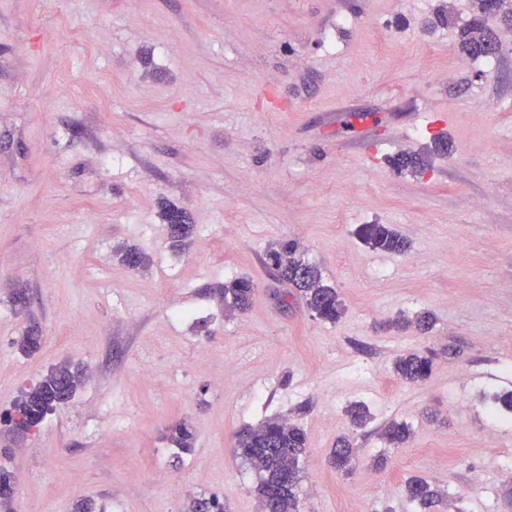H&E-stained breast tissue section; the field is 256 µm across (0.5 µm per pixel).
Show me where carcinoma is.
I'll return each instance as SVG.
<instances>
[{
  "label": "carcinoma",
  "mask_w": 512,
  "mask_h": 512,
  "mask_svg": "<svg viewBox=\"0 0 512 512\" xmlns=\"http://www.w3.org/2000/svg\"><path fill=\"white\" fill-rule=\"evenodd\" d=\"M473 17L461 29L460 49L472 59L485 58L500 52L501 42L490 23L495 22L512 30V0H472ZM185 213L168 214V240L174 250H182L194 232V225L186 223ZM358 238L372 250L400 254L407 242L385 224H362ZM298 245L293 240L280 242L269 248L267 260L281 280L296 286L312 316L334 323L342 314V303L336 289L325 285L318 268L296 258ZM119 262L128 267L148 266V258L136 248L117 251ZM254 286L251 280L235 278L224 283L220 296L224 308L246 310L251 305ZM42 336L31 328L16 341L18 349L28 356L39 350ZM432 358L420 353L400 355L394 362V371L405 382L426 380L432 372ZM83 373L67 363L53 366L35 385L23 390L11 408L0 411V426L11 432L20 426L27 430L38 426L47 414L69 402L82 383ZM410 435L407 424L392 421L384 426L381 437L395 447ZM169 439L180 451L187 453L193 447L194 436L186 421L169 428ZM307 445L305 431L281 416L267 418L257 425L243 427L237 439L240 457L254 472L257 492L265 512H298L297 503L301 481V461ZM354 448L346 439H340L331 452V464L339 471H349ZM406 493L412 500L427 507L438 498V491L415 477L407 480ZM187 512H224V503L216 496L196 497L190 500Z\"/></svg>",
  "instance_id": "carcinoma-1"
}]
</instances>
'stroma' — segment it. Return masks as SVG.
<instances>
[{
  "mask_svg": "<svg viewBox=\"0 0 512 512\" xmlns=\"http://www.w3.org/2000/svg\"><path fill=\"white\" fill-rule=\"evenodd\" d=\"M471 4L0 0V409L53 365L86 370L25 437L0 427L11 512H263L237 433L274 415L307 433L299 512H512V422L487 412L512 391V31L494 68L468 58ZM172 208L195 226L183 252ZM363 224L407 250L369 249ZM283 240L336 288L338 322L270 274ZM235 277L243 312L217 293ZM425 311L428 331L392 325ZM410 351L432 353L428 380L396 374ZM392 420L411 432L396 448ZM412 477L442 503L411 501ZM358 238L372 250L392 254L403 253L407 242L386 224H363L357 230ZM254 286L251 280L235 278L224 282L220 289V296L224 298L225 309L246 310L251 305Z\"/></svg>",
  "mask_w": 512,
  "mask_h": 512,
  "instance_id": "stroma-1",
  "label": "stroma"
}]
</instances>
